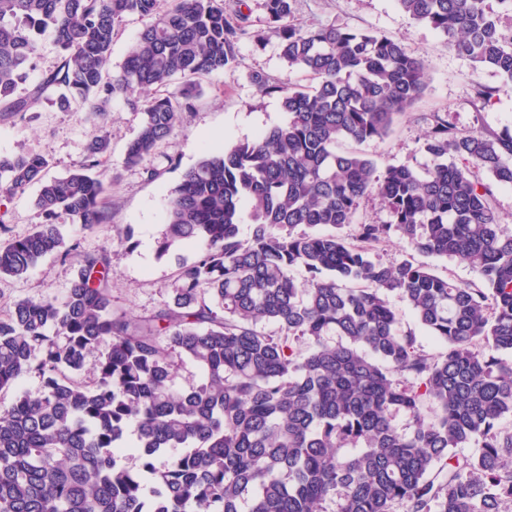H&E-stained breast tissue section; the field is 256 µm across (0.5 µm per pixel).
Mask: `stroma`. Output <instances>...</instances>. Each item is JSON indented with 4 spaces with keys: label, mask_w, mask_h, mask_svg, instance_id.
<instances>
[{
    "label": "stroma",
    "mask_w": 512,
    "mask_h": 512,
    "mask_svg": "<svg viewBox=\"0 0 512 512\" xmlns=\"http://www.w3.org/2000/svg\"><path fill=\"white\" fill-rule=\"evenodd\" d=\"M261 3L251 0L250 25L265 30L264 44L242 39L236 66L202 78L193 111L184 113L159 155L149 161L160 171L157 178H149L142 168L124 167L126 145L137 133L142 115L124 99L112 101L106 125L112 155L100 174L110 199L112 223L130 228L131 240L121 244L113 241L110 232L80 229L66 214L57 218L67 243L76 246L78 252L108 251L115 283L112 298L127 312L148 314L163 307L170 299L179 268L196 256L195 245L188 242L174 245L163 255L157 251L166 230L165 198L179 183L182 168L194 164L204 152L254 140L261 132L287 121L279 98L258 92L252 73L293 84L306 81L302 72L288 69L281 59L280 37L268 29ZM294 14L305 28L332 22L403 40L412 52L427 60L428 83L422 97L408 114L396 120L388 137L361 146L378 166H426L422 133L426 118L436 112L447 114L449 122L462 132H497L512 126V88L503 89L502 77L492 68L474 67L448 49L433 28L415 23L394 0H296ZM480 86L495 89L491 102L478 98L476 89ZM91 132L84 112H61L45 104L30 121L0 123V154L42 155L49 162V176L62 177L83 160ZM169 154L179 157V168L168 167L165 157ZM37 193V187L31 186L0 204V243L25 237L42 222L35 206ZM73 274L70 262L49 256L24 278L0 280V315L21 299L62 300Z\"/></svg>",
    "instance_id": "obj_1"
}]
</instances>
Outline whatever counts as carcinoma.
Instances as JSON below:
<instances>
[{
    "mask_svg": "<svg viewBox=\"0 0 512 512\" xmlns=\"http://www.w3.org/2000/svg\"><path fill=\"white\" fill-rule=\"evenodd\" d=\"M294 2L263 0L266 23L287 67L314 84L252 75L288 120L184 170L159 251L192 242L197 254L171 301L139 316L112 300L108 252L65 248L55 219L111 227L97 169L111 153L101 122L112 99L143 114L123 159L139 167L193 109L198 79L235 64L240 38L261 42L264 31L250 30L247 0H0V122L77 102L94 126L63 177L48 176L40 155L0 156V198L36 184L45 217L0 243V277L23 278L49 255L75 268L61 301L22 299L0 317V391L42 378L38 394L0 408V512H512V427L502 425L512 417V235L491 190L512 187V130L459 132L435 113L429 165L378 168L356 145L389 134L426 89V61L372 31L303 29ZM397 4L512 85V30L485 0ZM130 16L143 27L111 75ZM48 31L58 62L21 90ZM176 76L178 93H159ZM369 195L389 222L337 233ZM393 235L467 264L480 284L409 258L382 262L375 248ZM391 293L441 353L423 355L401 331ZM188 362L202 378L179 386ZM173 448L182 452L156 465Z\"/></svg>",
    "mask_w": 512,
    "mask_h": 512,
    "instance_id": "carcinoma-1",
    "label": "carcinoma"
}]
</instances>
